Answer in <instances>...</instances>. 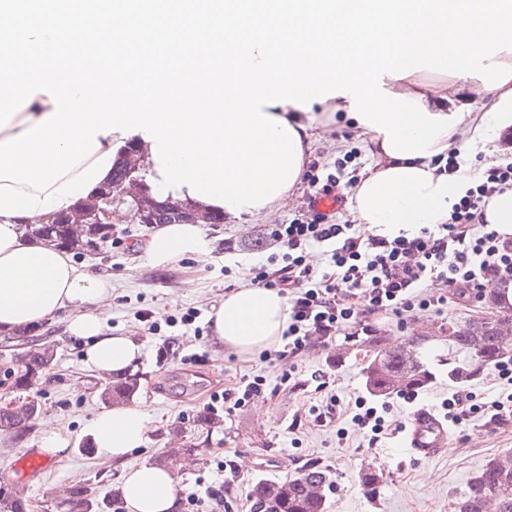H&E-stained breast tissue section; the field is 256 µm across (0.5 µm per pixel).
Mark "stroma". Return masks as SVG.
Instances as JSON below:
<instances>
[{"instance_id": "35a3bbf8", "label": "stroma", "mask_w": 512, "mask_h": 512, "mask_svg": "<svg viewBox=\"0 0 512 512\" xmlns=\"http://www.w3.org/2000/svg\"><path fill=\"white\" fill-rule=\"evenodd\" d=\"M311 131L309 160L319 178L340 167L361 176L374 166L364 135L344 116L328 125L313 122ZM307 189V183H300L286 204L268 215L204 225V233L214 242L213 251L204 257L164 268L152 266L134 249L146 225L127 220L114 224L112 246L105 254L74 255L77 266L111 274L112 295L100 312L113 332H131L144 345L139 393L149 401V430L145 449L134 452L129 462L151 463L162 456L171 446L167 430L176 425L184 430L185 444L194 449L176 475L183 494L181 512H202L192 495L219 485L224 464L236 465L238 481L225 492L222 512H250L248 493L257 480H285L311 460L330 472L327 512H450L488 458L512 453V418L495 429L482 414H471L462 423L449 425L448 445L439 456L417 461L403 452L401 435L371 441L367 431L352 424L351 416L355 399L365 393L362 369L373 354L376 335L389 346L412 336L426 337L425 352L435 373L431 383L418 389L417 401H410L405 392L387 398L390 420L407 422L419 401L441 408L458 390L448 380L449 364L468 363L465 353L449 350L442 330L451 322L488 315L483 298L421 312L404 323L384 315L371 321L370 333L347 328L332 346L288 361L239 354L218 345L211 334L213 307L229 290L247 283L252 265L273 252L269 226L304 210ZM190 310L199 314L200 335L167 323L169 316ZM66 319V314H59L41 331L56 358L40 388L38 415L69 441L63 467L30 477L15 475L16 464L39 449L38 428L30 426L19 438L0 433V473H13V489L44 512H64L58 487L84 481L104 495L119 487L122 470L117 462L89 449L91 421L105 409L99 398L103 377L86 363L82 343L66 333ZM317 371L324 372V385L313 381ZM254 376L266 381L260 397L224 416L220 430L207 432L195 426L196 416L206 413L213 394ZM369 465L383 475L374 497L359 484L360 472Z\"/></svg>"}]
</instances>
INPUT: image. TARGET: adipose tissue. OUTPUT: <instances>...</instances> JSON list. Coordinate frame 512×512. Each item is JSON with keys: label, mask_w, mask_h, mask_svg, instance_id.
Masks as SVG:
<instances>
[{"label": "adipose tissue", "mask_w": 512, "mask_h": 512, "mask_svg": "<svg viewBox=\"0 0 512 512\" xmlns=\"http://www.w3.org/2000/svg\"><path fill=\"white\" fill-rule=\"evenodd\" d=\"M512 39L501 0H0V333L34 331L68 312L101 372L135 368L142 344L115 334L94 310L111 290L70 253L23 234L89 199L112 176L128 140L147 152L146 179L160 196L210 214L249 219L276 209L301 182L309 151L301 113L343 112L369 139L376 165L356 183L352 212L386 237L447 223L472 187L433 160L458 135L476 151L512 130V58L488 71L481 115L448 110L425 80L450 75L455 92L475 78L489 42ZM242 44L245 65L198 68V41ZM146 49L133 68L103 64L92 76L73 63L103 51ZM391 63L385 80L361 85L358 70ZM212 244L199 225L151 227L142 253L164 267L203 257ZM220 344L252 354L279 344L285 297L270 288L229 291L209 316ZM97 455L125 463L127 512H177L172 473L129 464L149 428L145 407L96 415Z\"/></svg>", "instance_id": "1"}]
</instances>
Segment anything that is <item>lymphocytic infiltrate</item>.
I'll use <instances>...</instances> for the list:
<instances>
[{"mask_svg":"<svg viewBox=\"0 0 512 512\" xmlns=\"http://www.w3.org/2000/svg\"><path fill=\"white\" fill-rule=\"evenodd\" d=\"M508 188L512 162L490 166L455 204L450 222L392 238L332 222L311 209L304 217L272 225L270 236L278 250L253 267L251 282L277 290L288 301L278 359L332 345L349 325L383 314L401 317L417 309H439L449 299L512 278V235L480 221L487 198ZM314 245L325 249V269L306 261ZM430 283L444 285L445 293L428 295Z\"/></svg>","mask_w":512,"mask_h":512,"instance_id":"f902f5d3","label":"lymphocytic infiltrate"}]
</instances>
